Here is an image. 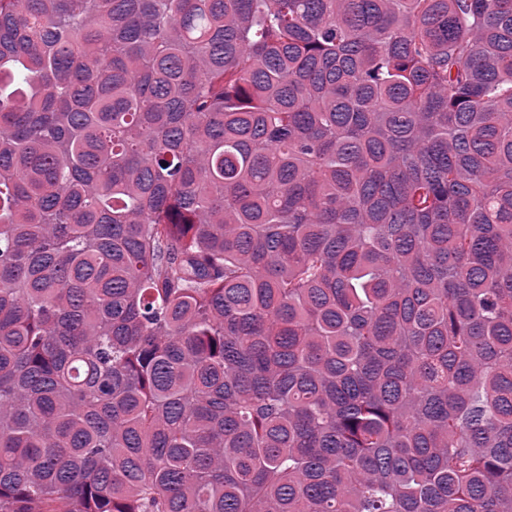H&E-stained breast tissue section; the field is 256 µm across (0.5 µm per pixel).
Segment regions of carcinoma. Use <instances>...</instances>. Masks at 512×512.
<instances>
[{"label":"carcinoma","mask_w":512,"mask_h":512,"mask_svg":"<svg viewBox=\"0 0 512 512\" xmlns=\"http://www.w3.org/2000/svg\"><path fill=\"white\" fill-rule=\"evenodd\" d=\"M0 512H512V0H0Z\"/></svg>","instance_id":"carcinoma-1"}]
</instances>
